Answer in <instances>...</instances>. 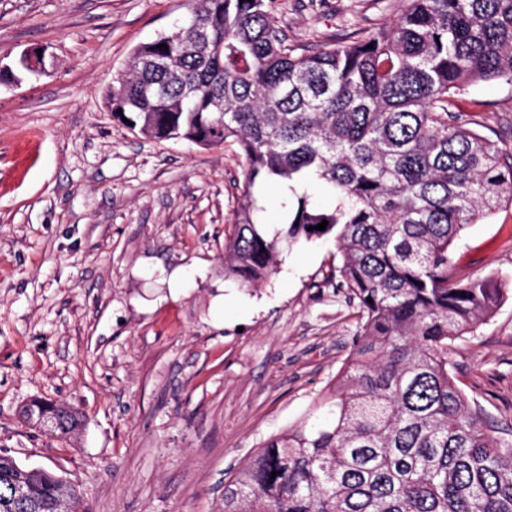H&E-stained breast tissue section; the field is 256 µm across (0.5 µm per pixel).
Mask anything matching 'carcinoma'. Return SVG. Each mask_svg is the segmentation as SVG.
I'll list each match as a JSON object with an SVG mask.
<instances>
[{"label":"carcinoma","mask_w":512,"mask_h":512,"mask_svg":"<svg viewBox=\"0 0 512 512\" xmlns=\"http://www.w3.org/2000/svg\"><path fill=\"white\" fill-rule=\"evenodd\" d=\"M275 11L276 0H198L188 22L134 50L108 93L133 132L239 145L224 276L255 287L282 250L332 237L337 286L361 312L324 399L333 421L269 439L224 483V512H512V437L448 372V342L506 297L493 273L450 281L448 250L512 203V152L455 103L472 84H512V0H407L389 24L314 53L288 45ZM270 184L286 224L272 236L259 220ZM47 411L60 438L82 430L74 406ZM13 478L29 503L13 499ZM32 503L77 512L79 493L0 457V512Z\"/></svg>","instance_id":"obj_1"}]
</instances>
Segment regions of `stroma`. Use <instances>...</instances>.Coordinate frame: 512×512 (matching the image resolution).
Wrapping results in <instances>:
<instances>
[{
    "label": "stroma",
    "instance_id": "35a3bbf8",
    "mask_svg": "<svg viewBox=\"0 0 512 512\" xmlns=\"http://www.w3.org/2000/svg\"><path fill=\"white\" fill-rule=\"evenodd\" d=\"M405 0H278L304 52L368 34ZM188 0H0V452L77 485L79 512H222L224 481L322 404L361 315L336 286L334 239L280 255L249 289L224 275L244 180L236 143L157 141L105 96ZM44 47L42 73L18 68ZM472 130L512 150V85L460 101ZM454 280L512 281V204L449 250ZM469 404L512 429V295L448 345ZM85 416L63 441L24 423L32 399Z\"/></svg>",
    "mask_w": 512,
    "mask_h": 512
}]
</instances>
